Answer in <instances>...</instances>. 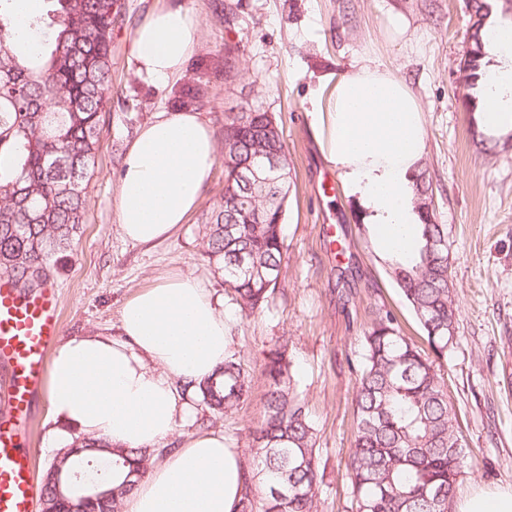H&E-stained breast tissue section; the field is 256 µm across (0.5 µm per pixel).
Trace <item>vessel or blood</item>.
Masks as SVG:
<instances>
[{"label":"vessel or blood","instance_id":"vessel-or-blood-1","mask_svg":"<svg viewBox=\"0 0 512 512\" xmlns=\"http://www.w3.org/2000/svg\"><path fill=\"white\" fill-rule=\"evenodd\" d=\"M59 332L55 289L32 293L0 275V369L7 375L6 402L0 409V512H32V453L22 445L20 431Z\"/></svg>","mask_w":512,"mask_h":512}]
</instances>
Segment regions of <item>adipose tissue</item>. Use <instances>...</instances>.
Here are the masks:
<instances>
[{
    "instance_id": "obj_1",
    "label": "adipose tissue",
    "mask_w": 512,
    "mask_h": 512,
    "mask_svg": "<svg viewBox=\"0 0 512 512\" xmlns=\"http://www.w3.org/2000/svg\"><path fill=\"white\" fill-rule=\"evenodd\" d=\"M200 20L159 5L135 29L139 75L163 86L179 79L197 48ZM313 129L327 161L376 227L383 255L412 250L419 215L413 178L425 152L423 108L392 70L361 64L330 76ZM483 121L512 117V68L491 71ZM217 145L211 127L186 108L160 112L127 144L115 197L122 236L140 245L173 237L197 208ZM222 305L197 279L166 275L124 304L117 335L72 337L51 358L46 398L53 445L100 438L119 449L166 443L194 421L191 385L231 353ZM244 461L223 432L200 431L162 460L123 500V512H237Z\"/></svg>"
}]
</instances>
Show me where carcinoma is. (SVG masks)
Here are the masks:
<instances>
[{
  "instance_id": "obj_1",
  "label": "carcinoma",
  "mask_w": 512,
  "mask_h": 512,
  "mask_svg": "<svg viewBox=\"0 0 512 512\" xmlns=\"http://www.w3.org/2000/svg\"><path fill=\"white\" fill-rule=\"evenodd\" d=\"M51 32L38 17L22 16L16 0H0V274L27 288L35 268L51 270L72 250L84 223L89 173L95 167L101 113L111 92L112 33L123 22L118 0H54ZM466 47L468 80L475 94L464 101L474 113L483 91L486 42L484 0H470ZM200 87L187 85L174 104L190 105ZM267 110L248 107L224 114V136L265 124ZM239 161L267 150L280 152L290 169L282 131L235 142ZM426 173L416 174L420 237L408 259L387 260V274L421 324L439 357L456 339L458 307L448 288V228L425 209ZM278 186L257 187L241 201L225 188L202 232L207 254L224 274L240 311L268 307L283 264L285 213L266 204ZM268 210L267 224L249 223L255 209ZM357 377L355 437L349 479L356 512H450L466 461L465 444L444 374L410 338L395 316L378 312L363 336ZM285 344L265 357L263 415L251 434L257 465L241 474L238 512H317L322 477L316 465V432L307 404L295 391ZM251 378L229 356L197 386L214 416L227 417L251 397ZM154 453H118L105 441H81L63 466L61 479L78 473L100 483L109 499L96 505L76 498L56 512H122L123 498L146 477Z\"/></svg>"
}]
</instances>
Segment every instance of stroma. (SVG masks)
<instances>
[{"label": "stroma", "mask_w": 512, "mask_h": 512, "mask_svg": "<svg viewBox=\"0 0 512 512\" xmlns=\"http://www.w3.org/2000/svg\"><path fill=\"white\" fill-rule=\"evenodd\" d=\"M158 0H119L124 18L112 34V92L102 112L100 149L87 186L85 226L72 253L48 283L61 305V339L118 332L126 300L169 273L201 280L232 320V352L252 376V396L232 416L216 419L194 400L193 429L223 431L244 459L262 416L265 356L287 342L296 389L317 433L322 481L318 512H355L347 474L354 399L365 330L391 311L405 336L424 331L387 274L372 225L320 150L312 115L326 108L328 76L354 64L395 70L423 107V168L437 223L451 245L449 284L458 305L457 340L440 358L468 458L454 499L512 488V146L487 131L477 148L463 102V51L472 24L467 0H177L200 17L198 48L184 80L206 84L199 112L224 138V111L260 105L274 113L288 147L291 184L284 221L285 259L265 312L242 316L224 276L210 262L200 229L224 194V161L216 159L196 212L170 241L155 247L123 240L115 195L124 151L139 128L170 110L178 83L140 76L130 59L135 28ZM404 17L397 34L390 15ZM236 50L235 80L214 79L225 49ZM52 421L37 392L24 432L41 477L57 451L47 442Z\"/></svg>", "instance_id": "stroma-1"}]
</instances>
